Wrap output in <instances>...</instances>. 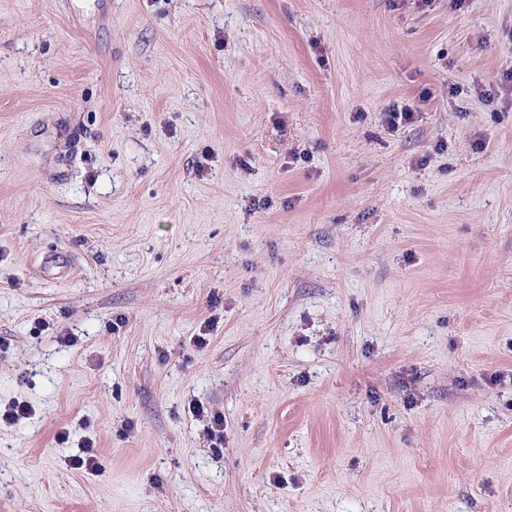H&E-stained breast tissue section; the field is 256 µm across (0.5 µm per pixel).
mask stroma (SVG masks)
<instances>
[{"mask_svg": "<svg viewBox=\"0 0 512 512\" xmlns=\"http://www.w3.org/2000/svg\"><path fill=\"white\" fill-rule=\"evenodd\" d=\"M511 70L512 0H0V512H512Z\"/></svg>", "mask_w": 512, "mask_h": 512, "instance_id": "1", "label": "stroma"}]
</instances>
